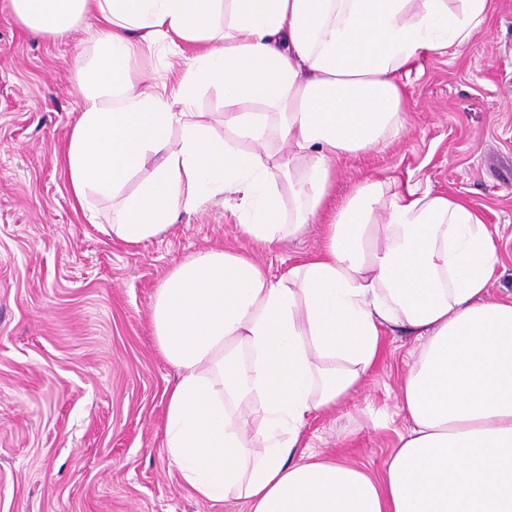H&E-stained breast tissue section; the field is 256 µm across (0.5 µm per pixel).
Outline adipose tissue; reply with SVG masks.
<instances>
[{"mask_svg":"<svg viewBox=\"0 0 512 512\" xmlns=\"http://www.w3.org/2000/svg\"><path fill=\"white\" fill-rule=\"evenodd\" d=\"M491 0H9L52 38L95 29L63 166L82 212L114 199L106 235L157 236L205 196L239 194V227L271 244L316 220L337 156L398 131L399 75L468 52ZM184 56L175 89L138 68L144 49ZM224 90V132L188 120L194 90ZM256 104L241 111L243 101ZM181 125L179 147L169 132ZM287 141L271 152L270 135ZM250 141L242 149L240 141ZM152 167L131 195L129 178ZM295 203L282 221L280 179ZM492 231L466 201L367 179L318 251L271 277L240 252L174 267L151 325L179 371L164 448L204 501L248 512H512V299L487 287ZM419 341L401 383L405 427L380 476L299 448L308 415L356 391L380 331Z\"/></svg>","mask_w":512,"mask_h":512,"instance_id":"ef3b65f1","label":"adipose tissue"}]
</instances>
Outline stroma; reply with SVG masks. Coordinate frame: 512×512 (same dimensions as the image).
<instances>
[{
    "label": "stroma",
    "instance_id": "obj_1",
    "mask_svg": "<svg viewBox=\"0 0 512 512\" xmlns=\"http://www.w3.org/2000/svg\"><path fill=\"white\" fill-rule=\"evenodd\" d=\"M486 33L464 55L421 61L405 80L398 135L336 160L317 222L265 244L244 236L240 197L203 198L158 236L107 237L75 209L61 156L79 116L77 62L92 31L32 33L0 0V512H247L197 499L164 448L177 371L160 354L151 304L167 274L210 249L272 275L322 249L324 226L365 178L470 202L496 231L489 284L512 297V0H492ZM414 336L383 330L361 388L305 423L300 445L382 470L402 420L398 393Z\"/></svg>",
    "mask_w": 512,
    "mask_h": 512
}]
</instances>
